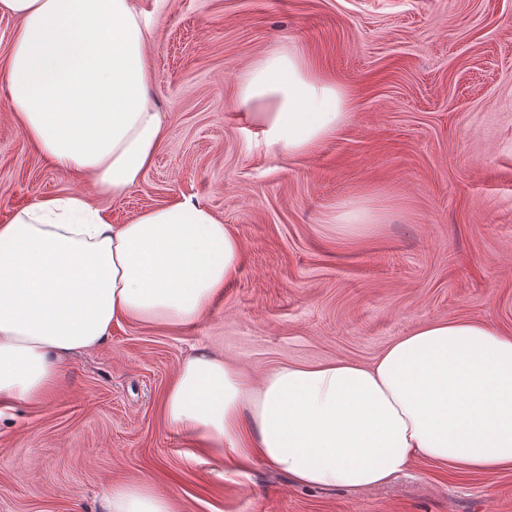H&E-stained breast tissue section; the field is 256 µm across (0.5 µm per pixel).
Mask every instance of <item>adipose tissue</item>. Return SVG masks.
I'll return each instance as SVG.
<instances>
[{"mask_svg": "<svg viewBox=\"0 0 512 512\" xmlns=\"http://www.w3.org/2000/svg\"><path fill=\"white\" fill-rule=\"evenodd\" d=\"M18 28L0 69L24 136L100 194L140 184L164 137L149 94L152 18L134 0H0ZM240 105L267 143L316 149L347 92L293 53L262 60ZM242 245L210 209L174 199L127 223L85 194L42 197L0 224V403H38L65 357L123 319L196 322L236 275ZM168 425L216 456H253L302 487L392 481L423 457L449 470H512V336L465 321L421 324L366 365L286 364L260 381L208 354L181 362ZM106 512H175L151 480L113 487Z\"/></svg>", "mask_w": 512, "mask_h": 512, "instance_id": "1", "label": "adipose tissue"}]
</instances>
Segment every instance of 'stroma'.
I'll return each instance as SVG.
<instances>
[{
  "label": "stroma",
  "instance_id": "obj_1",
  "mask_svg": "<svg viewBox=\"0 0 512 512\" xmlns=\"http://www.w3.org/2000/svg\"><path fill=\"white\" fill-rule=\"evenodd\" d=\"M136 3L166 117L152 166L122 198L98 196L25 139L0 87V224L72 191L116 224L185 197L230 226L241 263L195 323L118 322L64 360L47 403L0 411V512H103L109 489L146 478L178 512H512V471L419 459L384 487L301 488L255 458L197 461L164 415L195 353L257 380L373 362L432 321L512 334V0ZM288 53L349 92L346 122L309 154L268 146L241 115L252 68ZM348 201L381 223H337Z\"/></svg>",
  "mask_w": 512,
  "mask_h": 512
}]
</instances>
